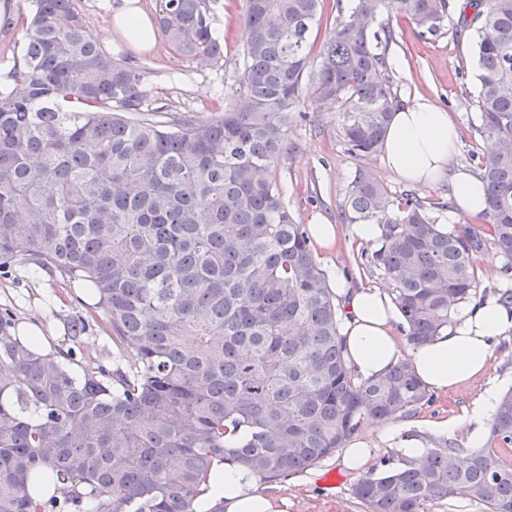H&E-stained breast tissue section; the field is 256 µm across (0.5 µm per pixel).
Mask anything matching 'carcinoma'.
<instances>
[{
  "label": "carcinoma",
  "mask_w": 512,
  "mask_h": 512,
  "mask_svg": "<svg viewBox=\"0 0 512 512\" xmlns=\"http://www.w3.org/2000/svg\"><path fill=\"white\" fill-rule=\"evenodd\" d=\"M446 0H357L317 55L320 0H243L242 101L204 117L145 108V69L114 57L78 0H34L20 19L21 62L0 89V275L17 263L84 273L121 349L73 376L53 353L16 336L0 307V512H194L201 483L229 456L267 482L300 473L373 418L432 401L401 362L359 380L339 314L304 225L276 170L296 151L304 78L316 102L343 112L348 151L381 152L394 93L373 30L383 8L433 33ZM475 26L485 224L445 232L413 192L391 193L360 172L343 201L351 223L382 227L361 253L379 272L414 345L448 327L477 288L475 259L491 242L512 272V0H466ZM172 51L216 68L208 0H160ZM87 319L68 320L82 353ZM244 430L235 443L227 436ZM512 390L488 445L430 450L371 469L353 486L366 512H424L465 496L512 512ZM48 467L56 494L31 496Z\"/></svg>",
  "instance_id": "cac0c4a2"
}]
</instances>
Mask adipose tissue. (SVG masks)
<instances>
[{
    "mask_svg": "<svg viewBox=\"0 0 512 512\" xmlns=\"http://www.w3.org/2000/svg\"><path fill=\"white\" fill-rule=\"evenodd\" d=\"M112 23L140 48L152 49L157 29L139 0H119ZM458 131L447 111L433 99L417 96L396 108L384 139V169L412 186L430 187L448 180L453 215L481 216L487 209L479 177L454 168ZM341 304L340 334L355 376L366 379L399 362H409L431 392L448 394L481 378L488 370L500 341L512 337V305L488 296L461 306L448 328L428 343L403 347L393 329L400 313L391 295L374 285L354 286L336 280ZM497 405L494 385H486L461 413L440 420H398L379 423L375 435L353 437L344 448L343 468L362 472L373 464L372 446L380 442L398 450L401 457L418 459L427 438L465 430L470 447L486 439L484 423ZM259 476L233 460L215 461L194 502V512H211L223 503L224 512H288L287 498L259 490Z\"/></svg>",
    "mask_w": 512,
    "mask_h": 512,
    "instance_id": "adipose-tissue-1",
    "label": "adipose tissue"
}]
</instances>
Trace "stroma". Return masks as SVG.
Wrapping results in <instances>:
<instances>
[{"label": "stroma", "instance_id": "stroma-1", "mask_svg": "<svg viewBox=\"0 0 512 512\" xmlns=\"http://www.w3.org/2000/svg\"><path fill=\"white\" fill-rule=\"evenodd\" d=\"M464 0H449V7L437 33H421L409 19L381 10L374 29H391L393 40L385 51L386 59L397 58L401 67H389L396 101L416 95L434 98L450 114L458 133L457 165L475 170L471 158L481 143L476 131L478 116L473 104L477 93L474 31L463 20ZM81 9L91 28L105 40L112 55H123L153 73L154 97L171 110L193 111L204 116L217 99L233 101L239 92L241 48L245 30L241 23L242 0H209L212 33L224 45L222 67L202 69L190 60L173 54L165 41H158L150 54H138L111 30V10L107 0H80ZM307 117L295 122L294 137L297 151L281 160L277 177L283 198L296 221L308 223L314 213H321L340 227V239L333 251L319 254L324 270L338 269L354 282L382 285L378 272L366 268L361 249L351 240V225L341 211L349 183L358 170L377 175L391 192L407 190V183L382 173L380 158L360 160L350 155L342 136V114L333 102L313 105L304 102ZM477 296L496 293L512 286V277L504 275L503 260L494 248H486L475 262ZM74 280L61 272L42 279L39 266L28 264L14 267L10 278L0 277V307L14 309L18 320L46 322L53 328L51 343L67 347L65 331L72 311H80L90 322L83 343V356L67 362L74 376H82L85 364L111 361L118 349L102 321L99 309L78 304ZM337 472L341 482L327 487L323 478L327 472ZM355 473L343 470L338 455L324 458L318 464L288 478L267 483L272 492L288 495L289 512H365L364 506L352 495L358 481Z\"/></svg>", "mask_w": 512, "mask_h": 512}]
</instances>
